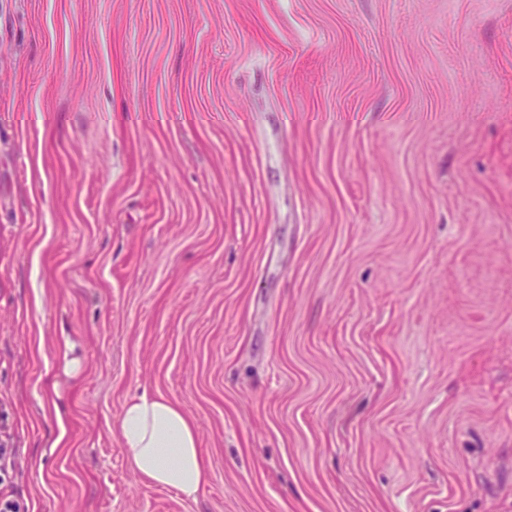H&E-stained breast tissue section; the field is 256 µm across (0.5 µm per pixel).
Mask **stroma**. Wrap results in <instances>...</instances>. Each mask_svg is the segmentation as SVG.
Segmentation results:
<instances>
[{"instance_id": "stroma-1", "label": "stroma", "mask_w": 512, "mask_h": 512, "mask_svg": "<svg viewBox=\"0 0 512 512\" xmlns=\"http://www.w3.org/2000/svg\"><path fill=\"white\" fill-rule=\"evenodd\" d=\"M0 443L17 512H512V0H0ZM119 435L130 467L151 483L196 500L207 466L191 417L170 400L143 393L128 399Z\"/></svg>"}]
</instances>
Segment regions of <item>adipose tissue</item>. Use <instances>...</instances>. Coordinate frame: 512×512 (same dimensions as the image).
Returning <instances> with one entry per match:
<instances>
[{"label":"adipose tissue","mask_w":512,"mask_h":512,"mask_svg":"<svg viewBox=\"0 0 512 512\" xmlns=\"http://www.w3.org/2000/svg\"><path fill=\"white\" fill-rule=\"evenodd\" d=\"M119 435L137 474L196 500L207 466L195 425L177 404L145 393L131 397L123 406Z\"/></svg>","instance_id":"ef3b65f1"}]
</instances>
